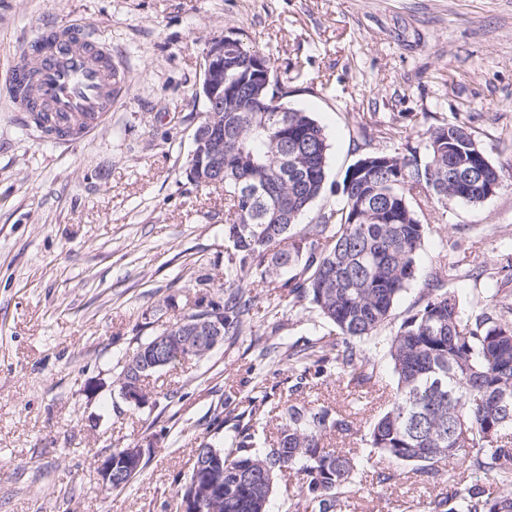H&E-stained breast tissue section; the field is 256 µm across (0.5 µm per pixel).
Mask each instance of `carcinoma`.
I'll list each match as a JSON object with an SVG mask.
<instances>
[{
    "label": "carcinoma",
    "instance_id": "cac0c4a2",
    "mask_svg": "<svg viewBox=\"0 0 512 512\" xmlns=\"http://www.w3.org/2000/svg\"><path fill=\"white\" fill-rule=\"evenodd\" d=\"M261 51L237 48L224 96V236L231 243L220 300L205 310L222 312L223 336H241L252 321L248 282L279 291L274 315L309 305L321 323L336 330L333 372L359 388L379 386L375 358L365 345L384 351L397 377L388 406L366 431L353 412L300 399L309 377L323 376L328 356L323 338L287 355L295 382L276 405L253 396L228 416L233 435L225 448L198 446V480L207 491L203 512H269L278 475L293 471L301 483L289 512H342L363 482V461L388 463L380 483L404 468L437 480L458 462L482 474L450 495L435 497L431 512H512V320L497 312L499 290L488 288L463 306L448 290L450 273L434 269L406 316L395 323V305L416 280L427 225L411 200L445 206L483 202L503 186L467 127L447 123L426 131V158L407 142L403 156L369 151L350 165L343 180L345 202L319 214L313 224L299 217L322 193L328 144L322 127L306 112L288 108V91L273 83L260 96L246 81ZM296 164L283 171L275 160L282 146ZM265 188L259 201L245 190ZM294 274L279 278L280 272ZM278 413L277 436L254 446V427ZM360 435L361 448H335L327 439Z\"/></svg>",
    "mask_w": 512,
    "mask_h": 512
}]
</instances>
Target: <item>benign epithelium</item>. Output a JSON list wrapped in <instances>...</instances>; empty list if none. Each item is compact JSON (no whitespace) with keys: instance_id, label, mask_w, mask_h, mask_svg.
Listing matches in <instances>:
<instances>
[{"instance_id":"7a95c632","label":"benign epithelium","mask_w":512,"mask_h":512,"mask_svg":"<svg viewBox=\"0 0 512 512\" xmlns=\"http://www.w3.org/2000/svg\"><path fill=\"white\" fill-rule=\"evenodd\" d=\"M237 41L215 38L209 42L204 56V99L214 106L208 113L209 133L194 135L195 148L191 155L188 175L201 185L214 183L212 175L216 164L224 157V73L228 51ZM162 336L153 343L141 347L129 363V376L133 377L148 369L166 367L176 359L203 357L224 343L221 339V320L205 315L192 322L189 317L161 330ZM123 399L135 406L143 405L150 397L146 390L128 386L120 391ZM146 449L142 445L106 455L98 465V474L107 489L123 483L142 466Z\"/></svg>"}]
</instances>
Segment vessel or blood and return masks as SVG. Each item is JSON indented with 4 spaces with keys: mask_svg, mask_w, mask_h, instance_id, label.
<instances>
[{
    "mask_svg": "<svg viewBox=\"0 0 512 512\" xmlns=\"http://www.w3.org/2000/svg\"><path fill=\"white\" fill-rule=\"evenodd\" d=\"M10 73L9 97L21 111L48 114L63 141L98 127L124 84L111 47L81 23L47 27L25 45Z\"/></svg>",
    "mask_w": 512,
    "mask_h": 512,
    "instance_id": "obj_1",
    "label": "vessel or blood"
}]
</instances>
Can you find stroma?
<instances>
[{
	"instance_id": "obj_1",
	"label": "stroma",
	"mask_w": 512,
	"mask_h": 512,
	"mask_svg": "<svg viewBox=\"0 0 512 512\" xmlns=\"http://www.w3.org/2000/svg\"><path fill=\"white\" fill-rule=\"evenodd\" d=\"M76 19L127 73L100 130L57 142L0 92V512H175L195 448L230 435L245 397L290 385L267 346L325 333L302 308L273 321L276 290L255 287L244 335L152 374L143 407L120 394L118 362L193 306L196 278L222 296L224 191L187 174L210 40L260 49L288 107L322 127L324 191L300 218L311 224L342 204L366 150L404 153L408 114L423 131L466 126L492 165L512 168V0H0V84L44 27ZM414 207L429 230L397 312L445 266L460 296L497 286L512 313V184L476 205ZM304 396L361 425L381 410L329 375ZM135 443L150 449L141 474L104 489L97 458ZM369 467L345 512H428L463 477L453 464L434 483L381 484Z\"/></svg>"
}]
</instances>
